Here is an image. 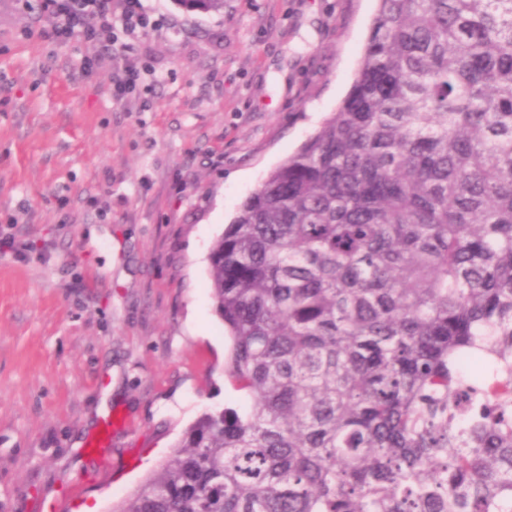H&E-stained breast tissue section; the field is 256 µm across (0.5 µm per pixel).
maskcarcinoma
Instances as JSON below:
<instances>
[{
    "label": "carcinoma",
    "mask_w": 512,
    "mask_h": 512,
    "mask_svg": "<svg viewBox=\"0 0 512 512\" xmlns=\"http://www.w3.org/2000/svg\"><path fill=\"white\" fill-rule=\"evenodd\" d=\"M377 2L337 111L211 249L249 406L114 512H512V0Z\"/></svg>",
    "instance_id": "carcinoma-1"
}]
</instances>
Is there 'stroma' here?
<instances>
[{"mask_svg":"<svg viewBox=\"0 0 512 512\" xmlns=\"http://www.w3.org/2000/svg\"><path fill=\"white\" fill-rule=\"evenodd\" d=\"M142 5L154 31L109 57L50 38L41 0H0V512H112L203 412L247 405L210 249L336 112L377 10ZM127 57L141 83L118 100Z\"/></svg>","mask_w":512,"mask_h":512,"instance_id":"1","label":"stroma"}]
</instances>
